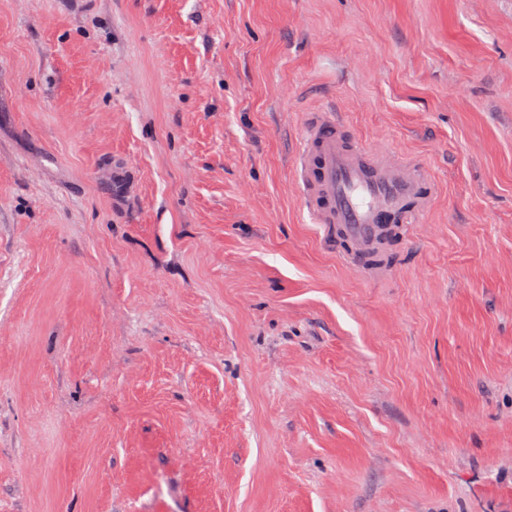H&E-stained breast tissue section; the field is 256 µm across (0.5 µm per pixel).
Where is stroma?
<instances>
[{
  "label": "stroma",
  "mask_w": 512,
  "mask_h": 512,
  "mask_svg": "<svg viewBox=\"0 0 512 512\" xmlns=\"http://www.w3.org/2000/svg\"><path fill=\"white\" fill-rule=\"evenodd\" d=\"M322 110L437 182L382 265ZM0 512H512V0H0ZM294 168L309 223L325 242L345 239L346 259L356 268L381 264V246L395 224L419 223L434 201L424 163L394 157L385 144L355 143L330 110L309 119ZM376 255L378 264L367 265Z\"/></svg>",
  "instance_id": "1"
}]
</instances>
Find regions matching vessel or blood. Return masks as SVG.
<instances>
[{
  "label": "vessel or blood",
  "mask_w": 512,
  "mask_h": 512,
  "mask_svg": "<svg viewBox=\"0 0 512 512\" xmlns=\"http://www.w3.org/2000/svg\"><path fill=\"white\" fill-rule=\"evenodd\" d=\"M303 210L324 241L345 239L347 260L365 266L398 224H416L434 201L427 166L394 157L388 147L359 145L332 111L312 116L295 158Z\"/></svg>",
  "instance_id": "vessel-or-blood-1"
}]
</instances>
